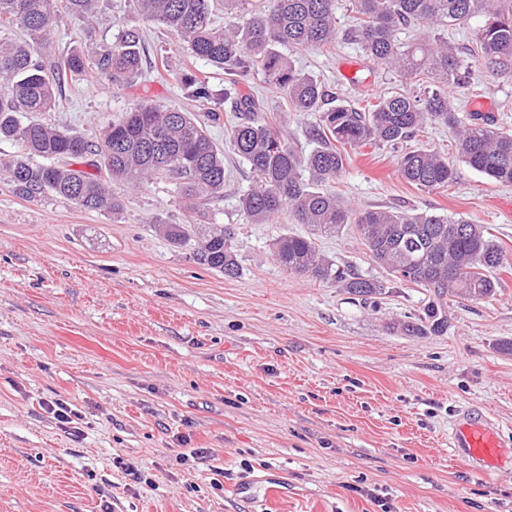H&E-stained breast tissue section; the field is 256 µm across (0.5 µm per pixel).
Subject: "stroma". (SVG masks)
<instances>
[{
    "label": "stroma",
    "mask_w": 512,
    "mask_h": 512,
    "mask_svg": "<svg viewBox=\"0 0 512 512\" xmlns=\"http://www.w3.org/2000/svg\"><path fill=\"white\" fill-rule=\"evenodd\" d=\"M478 25L448 31L471 63L454 103L466 116L487 102L512 130V79L487 72ZM128 29L168 72L133 88L78 81L42 121L93 141L142 98L199 111L171 77L188 63L223 89V71L191 60L133 0H101L88 29L60 19L51 54ZM293 59L355 105L403 86L350 40ZM250 87L290 143L309 150V117L262 72ZM208 132L229 178L207 208L234 234L235 278L198 263L195 243L156 230L158 220L189 221L167 182H111L123 203L115 218L20 198L0 179V512H262L272 479L275 512H512V355L498 348L512 340V185L461 164L456 183L422 190L401 178L394 150L350 151L336 189L355 207L462 216L490 227L509 258L496 296L450 302L445 334L405 336L390 324L419 311L423 290L398 283L361 301L289 272L269 245L307 225L246 223L238 196L250 169L225 149V125ZM318 245L337 264L386 277L355 228ZM58 400L77 412L73 423L52 413ZM471 403L501 433L502 467L490 478L448 451L451 422Z\"/></svg>",
    "instance_id": "35a3bbf8"
}]
</instances>
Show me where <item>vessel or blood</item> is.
I'll return each instance as SVG.
<instances>
[{
	"label": "vessel or blood",
	"mask_w": 512,
	"mask_h": 512,
	"mask_svg": "<svg viewBox=\"0 0 512 512\" xmlns=\"http://www.w3.org/2000/svg\"><path fill=\"white\" fill-rule=\"evenodd\" d=\"M454 456L478 469L494 472L501 453L498 436L491 423L476 410H464L448 438Z\"/></svg>",
	"instance_id": "vessel-or-blood-1"
}]
</instances>
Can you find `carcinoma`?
Returning <instances> with one entry per match:
<instances>
[{
  "instance_id": "1",
  "label": "carcinoma",
  "mask_w": 512,
  "mask_h": 512,
  "mask_svg": "<svg viewBox=\"0 0 512 512\" xmlns=\"http://www.w3.org/2000/svg\"><path fill=\"white\" fill-rule=\"evenodd\" d=\"M99 0H0V140L20 143L22 154L0 165L14 192L26 199L48 196L91 211H122L97 171L139 185L171 183L197 221L157 222L168 240L185 243L197 236L200 264L234 278L239 266L231 231L198 222L207 217L201 201L224 196L228 173L224 151L208 134L219 123L212 108L202 122L191 112L140 100L109 124L96 141L59 130L37 118L54 112L68 81L90 77L134 86L144 67L142 36L127 31L110 46L75 47L60 57L43 50L53 40L62 13L83 24L96 17ZM140 13L186 46L188 53L224 71L217 92L192 71L175 79L188 98L219 106L231 102L237 122L228 131L232 151L252 173L239 211L250 224L291 217L310 227L307 235L284 234L272 243L276 259L290 272L334 285L368 300L385 289L352 266L323 255L317 240L355 226L370 259L396 283L426 290L421 313L392 326L407 336L442 335L448 329V298L480 302L501 287L496 271L504 251L484 224L432 210L396 207L356 211L332 189L348 163V149L389 146L396 149L417 136L428 122L457 129L456 150L476 173L512 184V132L479 121H462L451 91L469 83L470 68L445 31L481 18L476 33L479 55L493 75L512 77V0H352V26H337L338 0H135ZM224 11V25L215 13ZM424 26L423 42H403L401 31ZM351 39L368 60L395 70L405 84L422 86L379 96L354 107L312 74L296 69L287 50H330ZM276 85L295 112L316 115L307 129L312 148L296 150L283 127L267 120L264 105L249 92L255 70ZM84 161L86 169L73 165ZM401 176L428 190L453 183L448 159L423 149L402 151Z\"/></svg>"
}]
</instances>
